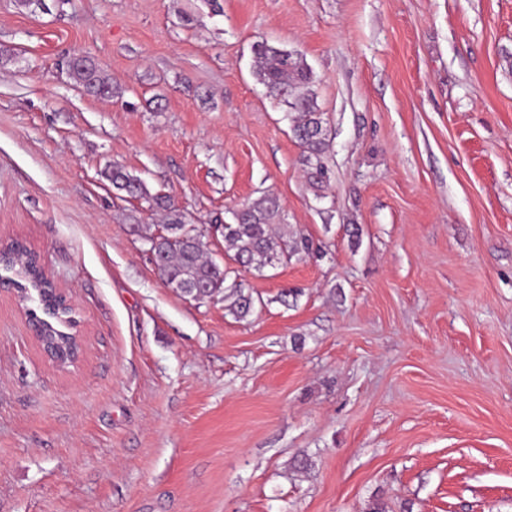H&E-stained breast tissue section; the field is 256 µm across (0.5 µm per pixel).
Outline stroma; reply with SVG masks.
<instances>
[{"mask_svg":"<svg viewBox=\"0 0 512 512\" xmlns=\"http://www.w3.org/2000/svg\"><path fill=\"white\" fill-rule=\"evenodd\" d=\"M219 3L0 0V243L41 254L84 339L57 366L0 286V512H512V0ZM262 41L313 70L323 188ZM77 53L121 96L74 86ZM113 162L249 315L165 286ZM265 194L314 250L260 274L214 224Z\"/></svg>","mask_w":512,"mask_h":512,"instance_id":"stroma-1","label":"stroma"}]
</instances>
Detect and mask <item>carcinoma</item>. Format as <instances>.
Listing matches in <instances>:
<instances>
[{
  "label": "carcinoma",
  "mask_w": 512,
  "mask_h": 512,
  "mask_svg": "<svg viewBox=\"0 0 512 512\" xmlns=\"http://www.w3.org/2000/svg\"><path fill=\"white\" fill-rule=\"evenodd\" d=\"M253 53L254 74L265 86L267 96L295 113L292 131L304 149L303 162L308 167L310 180L315 184L322 183L326 171L321 156L328 150L329 141L323 113L319 111L312 90V69L300 53L264 41L253 46ZM66 70L69 78L91 95L112 97L117 94L112 80L88 55L70 57L66 61ZM101 175L116 191L142 200L151 210L163 214L164 234L151 237L150 243L158 244L160 261L157 270L167 286L183 285V294L191 297L197 289L190 284L203 282L208 298L224 288L226 270L207 255L187 214L169 196L151 192L140 176L118 163L105 167ZM220 235L224 238L225 255L259 271L311 249L308 238L284 224L280 204L271 195L247 201L243 207L234 210L233 222L222 225ZM4 270L18 278L31 280L33 287L42 289L40 293L31 294L28 305L39 315H48L53 284L39 273L34 252L18 245V259L5 260Z\"/></svg>",
  "instance_id": "cac0c4a2"
}]
</instances>
